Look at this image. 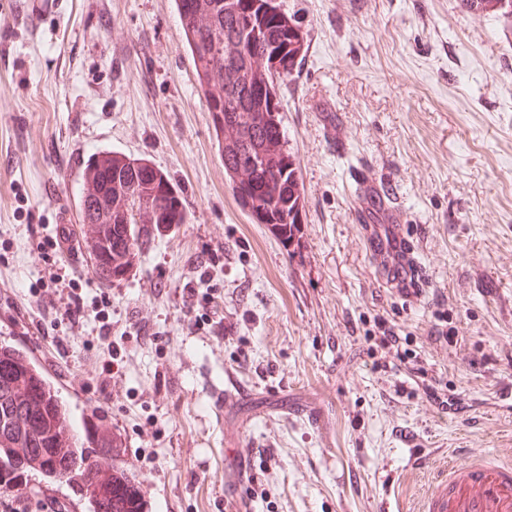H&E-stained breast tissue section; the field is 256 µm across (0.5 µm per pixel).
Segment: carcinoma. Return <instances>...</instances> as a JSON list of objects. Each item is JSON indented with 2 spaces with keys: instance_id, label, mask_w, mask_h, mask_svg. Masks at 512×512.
Segmentation results:
<instances>
[{
  "instance_id": "carcinoma-1",
  "label": "carcinoma",
  "mask_w": 512,
  "mask_h": 512,
  "mask_svg": "<svg viewBox=\"0 0 512 512\" xmlns=\"http://www.w3.org/2000/svg\"><path fill=\"white\" fill-rule=\"evenodd\" d=\"M462 3L512 19V0ZM175 7L233 191L254 223L269 225L291 244L302 212L296 168L287 138L273 141L264 132L282 125L281 83L303 51L304 33L283 0H175ZM88 173L97 191L81 195V221L101 226L91 274L110 284L128 274L152 232L185 223L187 212L169 176L144 159L117 155L106 167L93 160ZM20 354L15 346L0 345V489L17 487L31 473L79 489L93 460L76 449L62 461L54 451L70 421L66 405L48 389L30 403L17 401L9 390ZM14 443L34 449L40 469L30 471L14 454Z\"/></svg>"
}]
</instances>
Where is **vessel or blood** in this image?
Here are the masks:
<instances>
[{
    "mask_svg": "<svg viewBox=\"0 0 512 512\" xmlns=\"http://www.w3.org/2000/svg\"><path fill=\"white\" fill-rule=\"evenodd\" d=\"M391 192L388 183H381L374 190L364 179H357L355 194L360 213H368L379 196ZM95 242V225L84 224L74 237H56L55 247L67 255L77 250L92 251ZM363 244L387 282L409 289L425 287L424 269L415 256L413 237L406 225H366ZM41 361L42 356L36 350L16 359L18 375L13 389L19 398H26L47 382V375L39 369ZM86 418L93 423L100 457L83 484V498L103 505L119 501L129 512H153L152 470L130 468L126 444L112 424L91 411ZM424 471L429 472L430 478L418 512H512L511 463L481 454L464 461L451 457L434 467L414 455L396 472L395 479L401 484Z\"/></svg>",
    "mask_w": 512,
    "mask_h": 512,
    "instance_id": "1",
    "label": "vessel or blood"
}]
</instances>
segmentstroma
<instances>
[{"mask_svg": "<svg viewBox=\"0 0 512 512\" xmlns=\"http://www.w3.org/2000/svg\"><path fill=\"white\" fill-rule=\"evenodd\" d=\"M58 2L35 19L28 0H0V344L89 379L85 401L65 398L71 423L88 401L125 436L131 465L155 474L154 512H230L225 456L240 448L249 512H377L412 451L512 462V21L460 0H284L305 37L281 87L303 204L287 245L232 191L174 0ZM103 152L169 175L188 214L106 287L91 254L45 246L60 221L79 224ZM362 169L395 182L428 304L403 305L362 246ZM54 263L84 300L108 295V321L33 333ZM438 310L453 343L433 335ZM380 315L447 385L449 409L395 393L406 366L374 370ZM227 385L250 398L223 420L212 405Z\"/></svg>", "mask_w": 512, "mask_h": 512, "instance_id": "35a3bbf8", "label": "stroma"}]
</instances>
